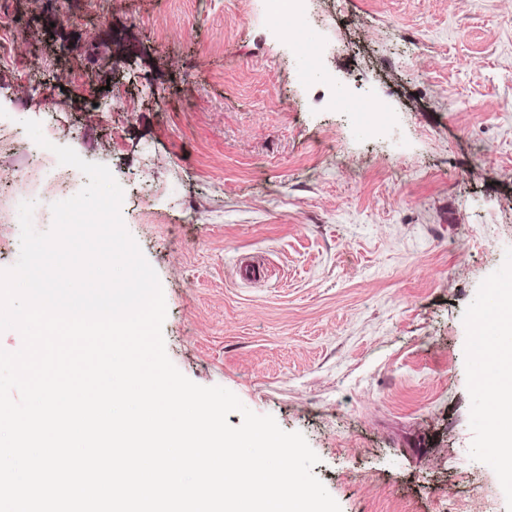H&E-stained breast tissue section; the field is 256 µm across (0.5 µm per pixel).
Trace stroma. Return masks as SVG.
I'll return each instance as SVG.
<instances>
[{
  "label": "stroma",
  "instance_id": "stroma-1",
  "mask_svg": "<svg viewBox=\"0 0 512 512\" xmlns=\"http://www.w3.org/2000/svg\"><path fill=\"white\" fill-rule=\"evenodd\" d=\"M0 0V268L106 164L168 357L300 432L341 512H512L472 349L512 269V0ZM65 23L29 33L31 14ZM323 49L310 67L304 42ZM383 105L377 134L335 108ZM259 268L240 277L241 260Z\"/></svg>",
  "mask_w": 512,
  "mask_h": 512
}]
</instances>
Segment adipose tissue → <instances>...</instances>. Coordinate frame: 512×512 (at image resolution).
<instances>
[{"instance_id":"obj_1","label":"adipose tissue","mask_w":512,"mask_h":512,"mask_svg":"<svg viewBox=\"0 0 512 512\" xmlns=\"http://www.w3.org/2000/svg\"><path fill=\"white\" fill-rule=\"evenodd\" d=\"M487 295L491 318L481 330L477 357L485 380L486 429L495 447L490 461L512 480V289L493 282Z\"/></svg>"}]
</instances>
